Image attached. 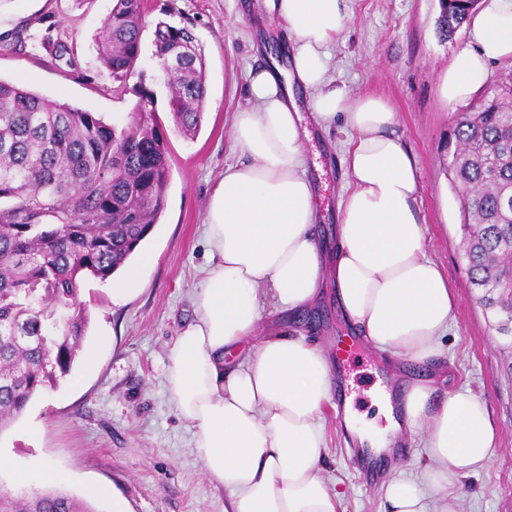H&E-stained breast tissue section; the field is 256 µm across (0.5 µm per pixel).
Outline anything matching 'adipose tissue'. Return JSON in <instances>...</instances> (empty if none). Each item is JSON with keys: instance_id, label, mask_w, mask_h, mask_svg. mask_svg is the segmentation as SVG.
<instances>
[{"instance_id": "obj_1", "label": "adipose tissue", "mask_w": 512, "mask_h": 512, "mask_svg": "<svg viewBox=\"0 0 512 512\" xmlns=\"http://www.w3.org/2000/svg\"><path fill=\"white\" fill-rule=\"evenodd\" d=\"M263 7L288 33L291 67L260 63L248 73L246 103L232 124L240 158L225 166L208 202L209 265L195 319L169 350L167 390L205 473L224 489V512H339L344 492L323 477L334 359L303 335L267 326L266 310L297 316L329 283L372 347L425 363L442 353L457 294L428 252L418 160L393 108L374 95L349 96L329 75L345 0ZM468 27L469 45L440 82L451 105L484 87L493 62L512 59V0H481ZM300 91L320 129L339 123L345 135L346 184L328 248L314 230L321 213L307 175L303 142L311 133ZM378 400L385 428L345 419L360 447L379 455L411 433L425 459L422 480L385 483L389 512H460L451 478L480 474L499 442L485 401L466 386L438 399L423 381Z\"/></svg>"}]
</instances>
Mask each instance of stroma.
<instances>
[{
  "label": "stroma",
  "mask_w": 512,
  "mask_h": 512,
  "mask_svg": "<svg viewBox=\"0 0 512 512\" xmlns=\"http://www.w3.org/2000/svg\"><path fill=\"white\" fill-rule=\"evenodd\" d=\"M244 0H145L142 52L136 72L116 82L99 62L96 37L113 0H0V79L45 99L102 116L117 126L129 121L134 90H153L157 120L170 144L166 206L144 249L155 261L142 269L136 290L113 298L111 281L84 280L77 302L88 313L85 346L97 348L98 365L76 359L71 373L45 388L22 415L0 432V454L16 466L42 463L66 470L63 490L88 499L86 489H113L129 512H224V489L205 474L192 446V430L176 414L166 389L168 351L192 320V293L205 264L203 223L209 196L227 164L237 160L232 114L244 102L251 43L280 44L285 34L262 20L263 0L242 13ZM439 0H347V21L332 58L337 86L350 95L388 100L398 129L417 156L423 190L417 202L427 248L443 266L457 293L453 327L443 354L430 366L402 363L390 375L366 342L349 348L341 363L352 409L384 425L373 397L381 387L407 388L451 368L436 382V396L469 386L487 403L499 429L490 468L458 480L464 512H512V338L499 335L496 321L473 298L464 257L457 193L448 174V139L460 105L446 103L439 82L453 56L467 47V29L446 39L437 29ZM188 28L206 61L207 97L199 132L177 129L169 111V88L153 55L158 21ZM63 43L58 57L43 36ZM339 132L314 135L305 150L317 163L311 176L324 215L320 233L332 240L335 210L345 180ZM308 341L335 349L354 330L333 291L298 321ZM329 459L326 476L345 493L346 512H386L380 486L365 485L352 455L342 415L327 413ZM113 497L90 499L96 512H112Z\"/></svg>",
  "instance_id": "obj_1"
}]
</instances>
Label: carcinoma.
I'll return each instance as SVG.
<instances>
[{"mask_svg":"<svg viewBox=\"0 0 512 512\" xmlns=\"http://www.w3.org/2000/svg\"><path fill=\"white\" fill-rule=\"evenodd\" d=\"M144 0H114L96 46L116 80L140 58ZM450 39L467 23L473 0H441ZM155 57L180 60L167 74L169 109L183 133L200 126L207 95L204 51L185 27L160 21ZM138 117L117 127L93 112L0 81V432L34 395L66 376L87 328L68 304L81 282L111 277L161 215L169 178L168 139L154 93L136 90ZM448 171L460 197L471 288L492 289L504 313L512 277L494 259L512 242V73L460 113ZM0 512H97L58 489L0 488Z\"/></svg>","mask_w":512,"mask_h":512,"instance_id":"obj_1","label":"carcinoma"}]
</instances>
